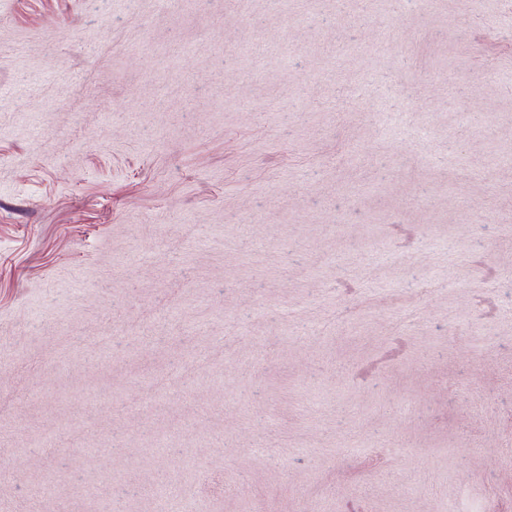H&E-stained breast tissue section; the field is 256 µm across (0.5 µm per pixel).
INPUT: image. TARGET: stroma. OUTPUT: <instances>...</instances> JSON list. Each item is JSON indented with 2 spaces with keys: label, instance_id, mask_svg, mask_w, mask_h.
I'll return each instance as SVG.
<instances>
[{
  "label": "stroma",
  "instance_id": "1",
  "mask_svg": "<svg viewBox=\"0 0 512 512\" xmlns=\"http://www.w3.org/2000/svg\"><path fill=\"white\" fill-rule=\"evenodd\" d=\"M510 277L512 0H0V512H512Z\"/></svg>",
  "mask_w": 512,
  "mask_h": 512
}]
</instances>
